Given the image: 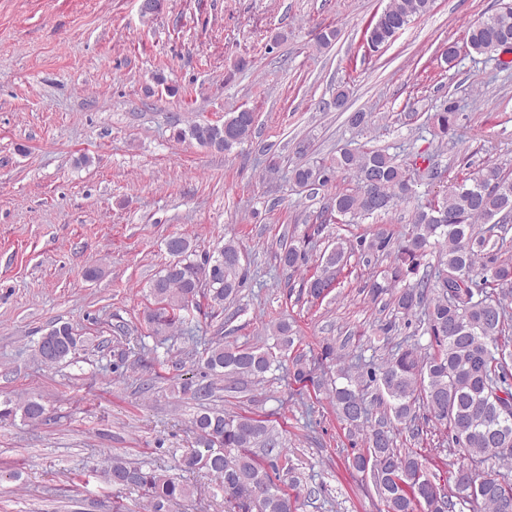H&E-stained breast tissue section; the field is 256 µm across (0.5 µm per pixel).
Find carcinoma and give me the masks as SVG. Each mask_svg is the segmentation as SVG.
Masks as SVG:
<instances>
[{
  "instance_id": "obj_1",
  "label": "carcinoma",
  "mask_w": 512,
  "mask_h": 512,
  "mask_svg": "<svg viewBox=\"0 0 512 512\" xmlns=\"http://www.w3.org/2000/svg\"><path fill=\"white\" fill-rule=\"evenodd\" d=\"M433 0H388L373 17L365 36L373 46H387L418 17L427 14ZM466 46L477 54L512 49V3L468 24ZM438 134L445 136L455 122L450 104L435 114ZM254 128L253 110H240L218 123H174L175 138L193 140L217 152H229L249 140ZM412 163L399 164L382 150H348L327 164L299 167L296 183L327 186L338 174L355 178L357 189L338 193L325 211L353 222L388 212L397 201L413 198ZM512 220V174L499 164L486 165L454 183L434 202L415 205L410 231L395 241L378 233L355 243H339L326 256L321 272L304 282L308 296L319 299L332 287L331 270L343 271L353 254H383L390 258L384 282H370L374 297L394 288L395 309L406 317L421 314L428 335L426 345H397L383 364L354 368L341 365L334 347L323 356L336 363V378L326 385L314 379L301 360L293 362L299 384L325 388L337 418L350 435L363 433L366 447L353 454L352 465L370 474L385 512H512V474L485 472L482 466L512 460V336L507 334L512 299V244L495 228ZM174 261L151 282L155 307L147 314L157 334L183 321L181 312L196 303L198 295L212 307L236 296L246 280L241 252L232 240L217 255L190 259L194 249L185 237L166 243ZM438 253L437 265L427 256ZM279 264L296 272L306 266L308 253L290 242L281 245ZM273 345L237 346L219 338L202 357L203 384L185 378L180 393L195 401L211 397L217 380L262 378L281 363L294 344L295 332L286 319L269 328ZM84 339L73 326H52L40 344V360L57 364L76 354ZM385 405L383 416L372 422V402ZM425 411L419 415L417 410ZM45 408L36 397L0 401V420L16 417L42 420ZM446 433L448 448L461 455L453 484L444 487L429 473V460L416 448H399L396 435L406 431L414 439L424 435L422 424ZM196 447L180 456L179 468L207 470L214 490L228 494L225 512H297V499L285 486L300 483L288 449L269 421L248 415L202 408L193 417ZM105 481L115 487L141 492L146 512H171V507L193 495L191 487L174 475L120 456L108 460Z\"/></svg>"
}]
</instances>
